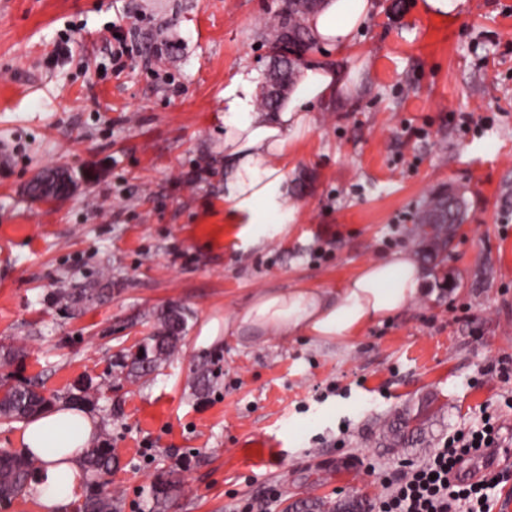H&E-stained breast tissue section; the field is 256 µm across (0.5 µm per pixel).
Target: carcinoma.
Here are the masks:
<instances>
[{"instance_id":"cac0c4a2","label":"carcinoma","mask_w":512,"mask_h":512,"mask_svg":"<svg viewBox=\"0 0 512 512\" xmlns=\"http://www.w3.org/2000/svg\"><path fill=\"white\" fill-rule=\"evenodd\" d=\"M315 8L312 0H288L284 14L276 27L287 31L286 39L298 50L311 48L303 26L304 17ZM462 208L453 204L446 192L433 195L418 216L420 236L429 242V257L436 259L445 252L461 223ZM160 327L141 344L130 360V374L140 377L168 363L174 355L181 334L187 327V315L169 309L159 317ZM52 406V400L38 392L33 383L13 384L0 389V416L6 419L28 418ZM429 416V406L423 405L412 415H398L384 425L383 438L390 447L408 448L424 443L423 426ZM116 461L115 449L108 443H98L86 449L84 465L98 478L92 483L81 505L82 512H121V504L106 490L105 477L112 473ZM40 467L37 457L9 451L0 452V500L26 492L36 481ZM153 512H167L174 497V482L160 476L150 489Z\"/></svg>"}]
</instances>
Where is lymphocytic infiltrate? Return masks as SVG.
<instances>
[{"instance_id":"f902f5d3","label":"lymphocytic infiltrate","mask_w":512,"mask_h":512,"mask_svg":"<svg viewBox=\"0 0 512 512\" xmlns=\"http://www.w3.org/2000/svg\"><path fill=\"white\" fill-rule=\"evenodd\" d=\"M498 445L496 417L482 414L480 426L449 435L426 460L387 482L373 512H493L499 485L512 475L489 464L469 481L459 470L466 460L491 454Z\"/></svg>"}]
</instances>
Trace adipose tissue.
<instances>
[{"mask_svg":"<svg viewBox=\"0 0 512 512\" xmlns=\"http://www.w3.org/2000/svg\"><path fill=\"white\" fill-rule=\"evenodd\" d=\"M372 0H322L304 25L310 38L327 47L353 43L368 22ZM344 70L314 61L302 68L294 91L279 108L258 105L253 74L236 75L224 90V204L254 243L281 235L298 210L288 197L289 148L307 138L315 106L355 94ZM424 272L408 251L365 263L335 291L296 287L258 290L240 311L211 319L201 328L199 345L248 330L264 336H310L344 342L367 325L389 319L419 295ZM99 419L84 408L59 403L28 419L17 436L22 452L41 460L35 485L45 512H68L83 495V452L96 439Z\"/></svg>","mask_w":512,"mask_h":512,"instance_id":"1","label":"adipose tissue"}]
</instances>
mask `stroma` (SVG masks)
<instances>
[{"label": "stroma", "mask_w": 512, "mask_h": 512, "mask_svg": "<svg viewBox=\"0 0 512 512\" xmlns=\"http://www.w3.org/2000/svg\"><path fill=\"white\" fill-rule=\"evenodd\" d=\"M374 2L352 45L307 54L359 91L315 113L288 154L297 221L253 245L224 209V90L245 70L264 80L286 0H0V383L82 394L116 450L121 512H152L162 473L179 482L170 512L371 504L487 408L512 458V377L495 373L512 365V0L446 15ZM117 27L133 44L119 73ZM55 169L72 189L32 198ZM450 186L462 231L397 316L344 343L244 332L197 347L201 321L258 289L334 291L369 260L422 257L417 213ZM171 305L188 317L174 356L129 376ZM206 359L220 373L201 390ZM425 402L424 449L385 447V420Z\"/></svg>", "instance_id": "35a3bbf8"}]
</instances>
